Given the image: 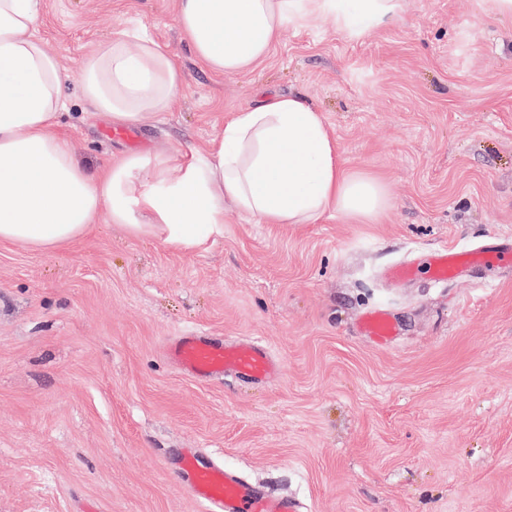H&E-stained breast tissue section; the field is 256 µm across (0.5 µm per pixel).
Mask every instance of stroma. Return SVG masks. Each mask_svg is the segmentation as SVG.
Instances as JSON below:
<instances>
[{
  "mask_svg": "<svg viewBox=\"0 0 512 512\" xmlns=\"http://www.w3.org/2000/svg\"><path fill=\"white\" fill-rule=\"evenodd\" d=\"M402 3L356 40L285 27L264 63L224 76L191 54L176 0H42L79 161L186 154L261 94L298 93L392 207L258 224L228 202L197 253L115 224L56 252L0 245V512H201L180 478L190 448L300 512H512V268L386 276L444 246L512 245V19ZM134 29L186 80L132 145L84 101L81 68ZM375 309L390 342L361 329ZM185 330L258 339L281 370L194 380L163 353Z\"/></svg>",
  "mask_w": 512,
  "mask_h": 512,
  "instance_id": "35a3bbf8",
  "label": "stroma"
}]
</instances>
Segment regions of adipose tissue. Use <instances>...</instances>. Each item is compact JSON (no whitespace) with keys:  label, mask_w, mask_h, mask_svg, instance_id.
<instances>
[{"label":"adipose tissue","mask_w":512,"mask_h":512,"mask_svg":"<svg viewBox=\"0 0 512 512\" xmlns=\"http://www.w3.org/2000/svg\"><path fill=\"white\" fill-rule=\"evenodd\" d=\"M401 12V0H177L175 21L196 60L228 76L269 58L286 26L320 21L357 39ZM40 13L41 0H0V244L63 250L103 220L191 253L223 236L228 201L260 224H309L329 212L371 224L389 207L380 180L344 168L322 113L298 94L240 109L187 157L81 164L57 123L64 76L36 35ZM184 82L172 54L133 30L85 58L82 94L114 125L133 127L173 111Z\"/></svg>","instance_id":"adipose-tissue-1"}]
</instances>
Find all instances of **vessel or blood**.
Returning <instances> with one entry per match:
<instances>
[{"label":"vessel or blood","mask_w":512,"mask_h":512,"mask_svg":"<svg viewBox=\"0 0 512 512\" xmlns=\"http://www.w3.org/2000/svg\"><path fill=\"white\" fill-rule=\"evenodd\" d=\"M512 264V247L480 251H461L443 247L430 256L426 271L435 282H445L462 270L477 266ZM362 326L378 342L389 341L395 326L384 312L367 313ZM168 358L180 371L197 380H209L227 374L251 382L267 381L279 370L269 349L253 341H228L203 333H190L171 339ZM184 479L193 498L204 512H299V504L287 496H271L243 480L232 469L189 458Z\"/></svg>","instance_id":"1"}]
</instances>
